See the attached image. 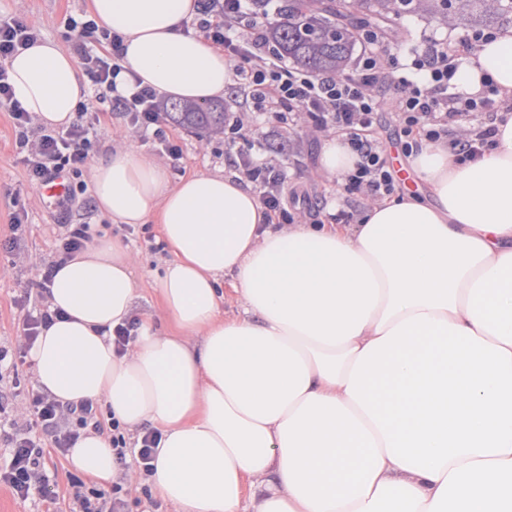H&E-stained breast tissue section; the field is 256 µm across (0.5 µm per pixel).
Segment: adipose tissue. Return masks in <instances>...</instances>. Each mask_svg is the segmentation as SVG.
Returning a JSON list of instances; mask_svg holds the SVG:
<instances>
[{"mask_svg":"<svg viewBox=\"0 0 512 512\" xmlns=\"http://www.w3.org/2000/svg\"><path fill=\"white\" fill-rule=\"evenodd\" d=\"M87 9L123 37L119 94L133 75L197 103L232 85L223 51L189 29L198 0ZM7 69L15 100L50 128L89 93L51 39ZM485 80L512 94V32L460 64L464 91ZM496 128L465 162L420 141L408 162L428 197L288 229L223 169L175 183L146 147L115 144L90 166L94 203L112 223L157 225L159 312L135 315L136 258L98 237L49 284L62 316L30 350L39 387L156 431L147 482L176 512H512V113ZM226 281L241 301L229 319ZM134 317L117 353L112 331ZM68 459L98 483L140 482L91 429Z\"/></svg>","mask_w":512,"mask_h":512,"instance_id":"ef3b65f1","label":"adipose tissue"}]
</instances>
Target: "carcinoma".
<instances>
[{
    "label": "carcinoma",
    "instance_id": "1",
    "mask_svg": "<svg viewBox=\"0 0 512 512\" xmlns=\"http://www.w3.org/2000/svg\"><path fill=\"white\" fill-rule=\"evenodd\" d=\"M424 0H288L281 20L267 23L266 33L278 53L296 68L340 75L364 27H386L399 39L396 20L419 9ZM459 9L488 4L512 13V0H438ZM169 116L195 130H224V108L187 103L171 106Z\"/></svg>",
    "mask_w": 512,
    "mask_h": 512
}]
</instances>
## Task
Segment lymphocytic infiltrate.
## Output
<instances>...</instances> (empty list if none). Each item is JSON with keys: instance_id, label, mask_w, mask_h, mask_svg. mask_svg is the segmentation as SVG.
<instances>
[{"instance_id": "lymphocytic-infiltrate-1", "label": "lymphocytic infiltrate", "mask_w": 512, "mask_h": 512, "mask_svg": "<svg viewBox=\"0 0 512 512\" xmlns=\"http://www.w3.org/2000/svg\"><path fill=\"white\" fill-rule=\"evenodd\" d=\"M199 16L193 27L213 45L223 50L233 63V75L247 90L254 111L274 116L268 130H252L241 121L224 125V155L243 181L252 185L261 205L276 223L294 224L299 217L298 191L287 184L282 160L274 154L255 159L250 150L254 140L281 136L287 129L344 135L359 160L341 187L346 196L362 195L381 200L395 190L388 159L376 135L378 115L389 112L406 139L405 152H412L413 139L447 140L458 157L476 156L493 143L492 123L470 129L463 137H451L452 125L466 122L475 112L512 111V96L500 94L492 82H483L475 94L452 92L458 65L447 44L438 43L415 56L411 74L400 71L391 54V40L371 33L355 74L311 75L288 66L271 46L265 23L251 13L247 0H198ZM70 49L93 86L88 103L83 104L65 129L41 130L30 140L33 117L13 97L6 68L0 67V107L10 112L18 131V156L26 168L29 189H36L44 176L65 169L80 177L97 142L96 108L109 104L125 126L165 156L173 170H180L183 148L169 133L164 103L150 88L143 87L124 96L118 94L116 79L122 72L123 37L100 26L89 15L68 18ZM38 29L20 15H0V60L10 58L34 44ZM86 224L65 225L56 245L55 262L40 266L41 285H48L59 262L82 249L90 241ZM25 393L31 427L18 429L15 422L0 421V442L10 454L0 461V483L26 498L42 491L49 477L45 470V450L63 453L73 448L81 430L109 432L118 462L134 454L144 473H151L153 451L158 438L153 431L140 433L137 449H129L125 434L115 421L101 419L97 406L86 402L62 409L48 395L23 389L16 355L9 343H0V402L8 395Z\"/></svg>"}]
</instances>
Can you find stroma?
I'll use <instances>...</instances> for the list:
<instances>
[{
	"label": "stroma",
	"mask_w": 512,
	"mask_h": 512,
	"mask_svg": "<svg viewBox=\"0 0 512 512\" xmlns=\"http://www.w3.org/2000/svg\"><path fill=\"white\" fill-rule=\"evenodd\" d=\"M22 8L29 20L41 28L45 39L65 40V21L86 11V0H0L5 12ZM404 33L394 42L391 52L399 63H410L414 52L423 51L436 42L447 43L458 57H473L474 52L462 44L461 38L478 27L493 28L496 33L512 31V15L508 13L489 19L480 15L451 20L432 9L406 15L402 20ZM170 132L183 146L184 174L208 172L226 167L222 155L223 135L211 138L208 147H201L199 133L178 124H171ZM322 140L313 135L298 134L275 140L273 146L283 158L291 185L304 190L302 206L323 201L321 221H328L330 213L342 206V189L335 179L325 176L318 166ZM27 172L18 158L17 131L9 112L0 110V239L14 234L11 217L25 210L26 217L17 233L14 254L0 255V342H16L22 334L23 307L30 298H37L39 276L36 262L47 263L55 258L57 238L61 225L89 224L94 229L122 235L138 256L137 277L141 297L138 309L150 312L156 272L162 258L156 248L158 232L155 225L145 224L126 232L124 227L105 223L97 211L91 191L79 193L75 204L57 206L38 193H25ZM51 476L53 504H46L40 494L18 497L7 485H0V512H71L73 499L70 477L73 473L66 456L54 452L47 456Z\"/></svg>",
	"instance_id": "35a3bbf8"
}]
</instances>
